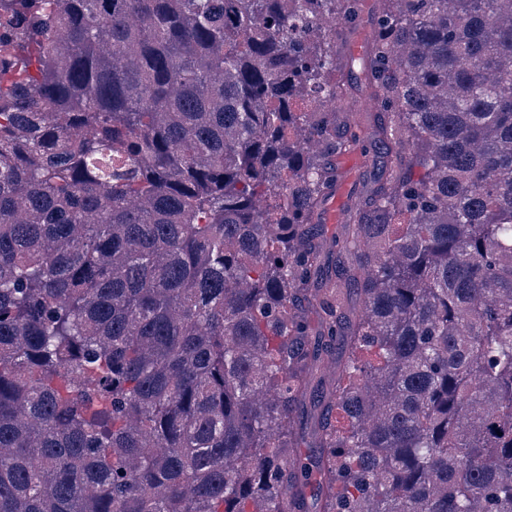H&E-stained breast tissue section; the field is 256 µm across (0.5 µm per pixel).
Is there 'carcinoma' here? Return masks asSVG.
<instances>
[{"instance_id":"carcinoma-1","label":"carcinoma","mask_w":512,"mask_h":512,"mask_svg":"<svg viewBox=\"0 0 512 512\" xmlns=\"http://www.w3.org/2000/svg\"><path fill=\"white\" fill-rule=\"evenodd\" d=\"M379 2L327 239L360 0H0V512H512V11ZM368 158L361 155L358 151H354L343 156L340 160L343 179L336 187V192L322 204L318 212L317 222L320 224L319 228L326 237L335 236L342 231L340 221L343 218V212L339 205L332 207L328 214V222L330 224L327 222V212L331 203H336L337 199H342L345 211L351 203V194L355 186H361L363 183L370 181L373 169ZM300 417V423L297 427V442L299 444L298 448V456L301 459L307 458L308 455L312 453L315 448H310L312 446L311 439V429L314 427L316 423V414L314 411V418L311 420L309 413H307L306 408H304L301 412L298 413Z\"/></svg>"}]
</instances>
